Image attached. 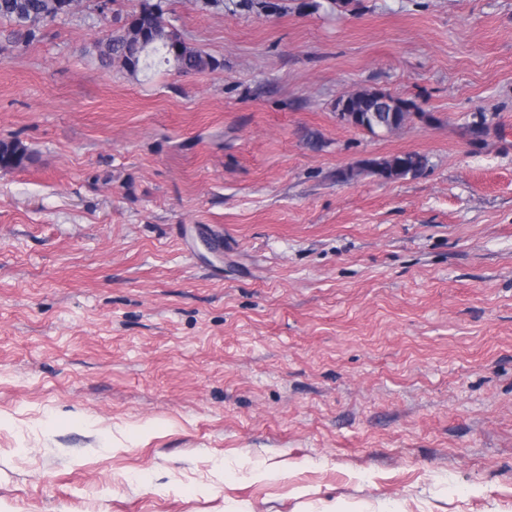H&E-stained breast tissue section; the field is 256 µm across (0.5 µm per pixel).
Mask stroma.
Listing matches in <instances>:
<instances>
[{"instance_id": "stroma-1", "label": "stroma", "mask_w": 512, "mask_h": 512, "mask_svg": "<svg viewBox=\"0 0 512 512\" xmlns=\"http://www.w3.org/2000/svg\"><path fill=\"white\" fill-rule=\"evenodd\" d=\"M265 2L164 0L189 76L0 24V512H512V0ZM335 110L351 127L371 134H393L429 118L412 101L394 96L378 88H363L337 97ZM33 152L18 138L0 139V171L27 168L34 162ZM429 158L417 151L401 152L360 160L355 166L336 172V179L348 182L360 176H373L384 181L419 177L426 173Z\"/></svg>"}]
</instances>
